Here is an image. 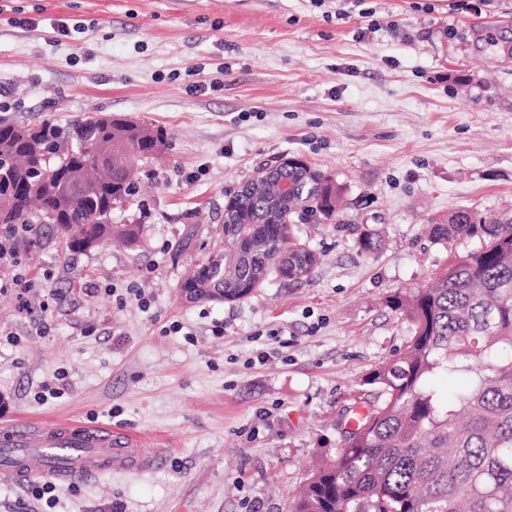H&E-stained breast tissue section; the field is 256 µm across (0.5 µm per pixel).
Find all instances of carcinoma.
<instances>
[{
    "label": "carcinoma",
    "instance_id": "obj_1",
    "mask_svg": "<svg viewBox=\"0 0 512 512\" xmlns=\"http://www.w3.org/2000/svg\"><path fill=\"white\" fill-rule=\"evenodd\" d=\"M166 133L82 115L61 127L0 121V224L32 231L52 224L67 247L87 251L112 236V210L135 193L132 170L158 152ZM303 197L247 186L224 214V253L194 274L202 300L243 299L274 269L296 263L307 277L317 255L295 242L282 212L332 217L340 188L321 173L289 171ZM436 241L479 246L428 288L388 300L412 332L403 349L363 384L375 391L336 458L316 464L292 512H512V224L463 209L429 225ZM440 376L462 377L448 398Z\"/></svg>",
    "mask_w": 512,
    "mask_h": 512
}]
</instances>
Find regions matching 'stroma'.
I'll return each instance as SVG.
<instances>
[{"instance_id":"1","label":"stroma","mask_w":512,"mask_h":512,"mask_svg":"<svg viewBox=\"0 0 512 512\" xmlns=\"http://www.w3.org/2000/svg\"><path fill=\"white\" fill-rule=\"evenodd\" d=\"M60 18L83 32L57 35ZM88 113L162 127L169 146L113 214L141 222L136 242L74 253L47 224L12 238L0 425L97 420L152 463L56 485L50 505L42 477L0 483V512H289L361 379L411 334L388 297L476 246L428 225L512 219V0H0V121ZM286 158L344 189L333 219L298 226L309 277L184 303L182 280L224 247L228 194Z\"/></svg>"}]
</instances>
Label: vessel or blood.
<instances>
[{
    "label": "vessel or blood",
    "instance_id": "b4317fda",
    "mask_svg": "<svg viewBox=\"0 0 512 512\" xmlns=\"http://www.w3.org/2000/svg\"><path fill=\"white\" fill-rule=\"evenodd\" d=\"M150 460L133 435L83 421L15 420L0 429V483L21 485L40 475L59 483L143 471Z\"/></svg>",
    "mask_w": 512,
    "mask_h": 512
}]
</instances>
